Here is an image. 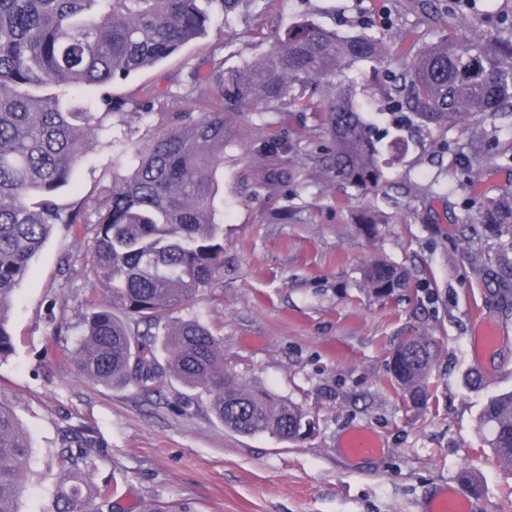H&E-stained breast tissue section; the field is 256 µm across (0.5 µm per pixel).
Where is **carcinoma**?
<instances>
[{"instance_id": "obj_1", "label": "carcinoma", "mask_w": 512, "mask_h": 512, "mask_svg": "<svg viewBox=\"0 0 512 512\" xmlns=\"http://www.w3.org/2000/svg\"><path fill=\"white\" fill-rule=\"evenodd\" d=\"M246 0H0V363L15 352L9 321L14 292L50 234L59 227L94 225L83 273L84 330L73 354L80 377L149 395L170 378L210 397L224 428L268 432L294 441L312 429L309 414L274 393L248 386L224 371L222 342L196 320L171 314L212 284L224 268V217L217 204L224 148L231 142L226 112L322 114L323 135L311 141L315 158L336 180L360 189L382 184L379 130L362 116L356 87L334 83L359 63L381 70L388 52L367 33L341 35L314 22L289 27L243 65L226 70L211 57L208 73L189 72L182 92L151 91L137 114L161 116L146 139L129 140L95 198L97 208L64 207L68 186L97 136L121 105L112 83L152 67L208 35L217 17L237 13ZM472 0H442L458 17ZM489 30L461 37L443 33L403 70L397 106L417 130H441L512 103V17L490 12ZM101 91L85 99L80 91ZM194 97L195 108L179 101ZM287 150L277 138L256 147L261 156ZM480 223L512 233V196L487 199ZM408 273L385 262L366 270L365 287L387 296L407 286ZM163 326L162 339L140 324ZM435 341L416 336L398 347L391 368L415 405L429 396ZM481 424L498 460L512 467V391L492 397ZM92 439L65 436L55 455L60 472L47 512H115L117 486L85 497L82 475L94 468ZM31 446L14 409L0 401V512H21L31 470Z\"/></svg>"}]
</instances>
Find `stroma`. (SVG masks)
I'll return each mask as SVG.
<instances>
[{
	"instance_id": "1",
	"label": "stroma",
	"mask_w": 512,
	"mask_h": 512,
	"mask_svg": "<svg viewBox=\"0 0 512 512\" xmlns=\"http://www.w3.org/2000/svg\"><path fill=\"white\" fill-rule=\"evenodd\" d=\"M366 18L390 45L395 74L423 42L460 28L438 0H252L208 37L114 85L125 112L118 129L135 140L151 135L153 121L133 112L140 89L177 88L213 51L230 69L302 20L347 35ZM341 78L354 82L366 116L386 134L381 188L337 183L309 158L300 131L318 128L319 113H252L224 151L223 272L176 312L222 338L227 372L306 409L311 433L292 442L232 432L215 419L208 395L174 382L145 395L82 381L72 353L90 283L63 275L61 259L84 266L93 228L57 230L14 297L16 353L0 365V398L14 406L32 445L22 512L50 504L59 481L54 456L69 429L95 440L96 465L84 481L117 483L116 512L151 502L177 512H420L432 487L467 493V471L482 482L470 512H512V467L495 459L479 429L487 398L512 391V296L503 294L512 289V237H469L482 203L512 190V107L484 117L481 149L461 122L397 150L403 133L370 65ZM273 135L295 140L298 156L254 154L255 142ZM113 160L111 148L99 146L60 202L95 198ZM365 213L378 225L362 223ZM375 259L408 271L407 287L382 298L368 293L363 270ZM480 315L505 338L477 359L470 346ZM423 334L436 340L438 358L419 408L397 387L389 361L399 344ZM472 372L482 375L481 387L468 385ZM354 429L377 434L383 452L344 456L340 442Z\"/></svg>"
}]
</instances>
